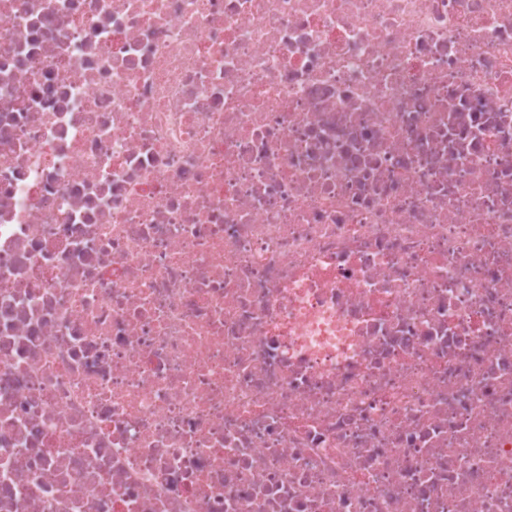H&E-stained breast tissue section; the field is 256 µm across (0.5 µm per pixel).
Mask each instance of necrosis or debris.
<instances>
[{
    "instance_id": "4bbe7bcc",
    "label": "necrosis or debris",
    "mask_w": 512,
    "mask_h": 512,
    "mask_svg": "<svg viewBox=\"0 0 512 512\" xmlns=\"http://www.w3.org/2000/svg\"><path fill=\"white\" fill-rule=\"evenodd\" d=\"M0 512H512V0H0Z\"/></svg>"
}]
</instances>
